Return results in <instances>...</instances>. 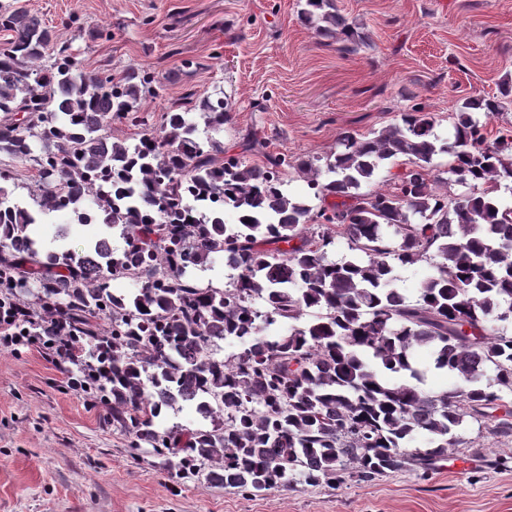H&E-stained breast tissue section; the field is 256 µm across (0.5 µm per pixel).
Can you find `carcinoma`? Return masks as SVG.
<instances>
[{"mask_svg":"<svg viewBox=\"0 0 512 512\" xmlns=\"http://www.w3.org/2000/svg\"><path fill=\"white\" fill-rule=\"evenodd\" d=\"M304 16L358 49L335 0H305ZM158 89L135 68L100 84L22 0H0V156L35 171L23 207L15 167L0 162V304L25 308L27 336L81 374L132 447L184 474L205 466L208 482L249 495L432 471L467 416L512 436V335L488 330L492 316L512 319V209L497 196L512 184V130L490 142L474 117L498 114L500 100L467 98L451 143L418 104L370 137L342 135L329 154L255 165L244 159L252 136L224 154L222 98L204 101L202 129L172 106L149 130L142 102ZM114 119L140 130L135 142L112 138ZM389 162V188L363 190ZM290 168L320 205L288 194ZM55 213L99 233L78 250L47 247L30 226ZM338 236L350 256L336 261ZM216 256L230 282L203 287L193 273ZM419 262L434 273L411 301L396 271ZM116 278L138 288L116 294ZM277 323L287 330L266 334ZM225 340L241 349L219 355ZM418 347L459 385L426 391ZM181 401L210 425L161 428ZM419 436L428 447L407 451Z\"/></svg>","mask_w":512,"mask_h":512,"instance_id":"cac0c4a2","label":"carcinoma"}]
</instances>
